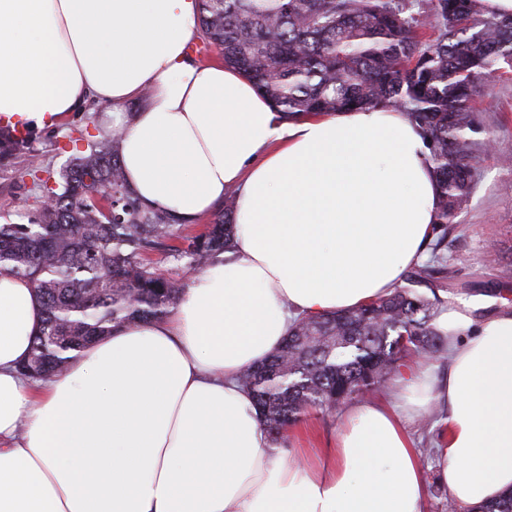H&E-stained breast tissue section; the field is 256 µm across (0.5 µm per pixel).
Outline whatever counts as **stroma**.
Listing matches in <instances>:
<instances>
[{
    "label": "stroma",
    "instance_id": "stroma-1",
    "mask_svg": "<svg viewBox=\"0 0 512 512\" xmlns=\"http://www.w3.org/2000/svg\"><path fill=\"white\" fill-rule=\"evenodd\" d=\"M483 123L492 131L494 147L478 160L479 185L467 212L448 237V263L458 281L475 284L468 299L475 319L502 309L512 300V70L486 77L476 97ZM112 116L100 104H89L52 129L34 132L37 159L51 169L62 168L68 154L53 151L52 142L67 143L82 130L85 139H100L109 131ZM25 167L0 173V223L25 220L26 199L34 194ZM340 416L310 411L287 431V447L325 448L333 440Z\"/></svg>",
    "mask_w": 512,
    "mask_h": 512
}]
</instances>
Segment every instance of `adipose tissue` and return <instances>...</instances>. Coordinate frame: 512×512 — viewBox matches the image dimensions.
<instances>
[{"label": "adipose tissue", "instance_id": "obj_1", "mask_svg": "<svg viewBox=\"0 0 512 512\" xmlns=\"http://www.w3.org/2000/svg\"><path fill=\"white\" fill-rule=\"evenodd\" d=\"M196 0H0V114L29 129L112 109L126 179L185 223L237 190L235 247L163 319L113 330L35 383L44 308L0 273V512H425L410 434L446 413L433 461L467 507L512 492V310L438 319L448 368L360 400L333 447L276 450L238 383L297 317L358 307L421 261L438 188L391 108L280 118L237 70L199 65ZM141 101L128 115L125 106Z\"/></svg>", "mask_w": 512, "mask_h": 512}]
</instances>
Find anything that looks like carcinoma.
Instances as JSON below:
<instances>
[{"instance_id":"1","label":"carcinoma","mask_w":512,"mask_h":512,"mask_svg":"<svg viewBox=\"0 0 512 512\" xmlns=\"http://www.w3.org/2000/svg\"><path fill=\"white\" fill-rule=\"evenodd\" d=\"M201 49L220 50L288 120L313 113L392 108L418 129L438 185L429 260L404 284L360 308L294 321L288 337L239 383L272 442L309 409L332 414L378 390L401 368L442 351L437 326L455 294L445 241L478 185L492 144L474 106L479 81L512 68V16H487L478 0H199ZM111 130L46 170L25 224H0V272L30 280L45 316L19 370L41 381L62 371L112 328L148 324L181 300L163 255L196 272L233 247L236 191L225 189L205 232L177 245L180 220L143 205ZM28 140L0 133V169Z\"/></svg>"}]
</instances>
